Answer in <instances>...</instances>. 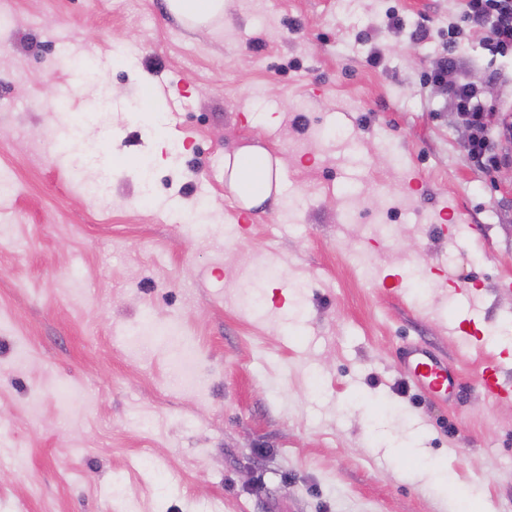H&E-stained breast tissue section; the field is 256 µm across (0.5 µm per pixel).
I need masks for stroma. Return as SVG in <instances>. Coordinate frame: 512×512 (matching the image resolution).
<instances>
[{
  "instance_id": "stroma-1",
  "label": "stroma",
  "mask_w": 512,
  "mask_h": 512,
  "mask_svg": "<svg viewBox=\"0 0 512 512\" xmlns=\"http://www.w3.org/2000/svg\"><path fill=\"white\" fill-rule=\"evenodd\" d=\"M0 9V512H512V397L479 386L491 360L512 386V184L423 82L462 0ZM460 61L512 105V56L465 35ZM249 146L284 181L243 228ZM148 318L200 393L130 343ZM409 342L455 400L407 384ZM169 10L194 25L206 24L224 16V0H168ZM146 327L152 330L154 338L155 336H164L166 342L174 345V374L180 386L190 391L198 390L201 386V378L198 371V354L191 344L178 336L177 325L171 323L161 330L149 325ZM401 367L408 381L423 397L448 401V395L455 389V369L419 345L402 347Z\"/></svg>"
}]
</instances>
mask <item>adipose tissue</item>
I'll use <instances>...</instances> for the list:
<instances>
[{
  "mask_svg": "<svg viewBox=\"0 0 512 512\" xmlns=\"http://www.w3.org/2000/svg\"><path fill=\"white\" fill-rule=\"evenodd\" d=\"M224 169L228 173L229 192L245 205H253L269 196L272 169L265 150H240L233 158L225 160Z\"/></svg>",
  "mask_w": 512,
  "mask_h": 512,
  "instance_id": "1",
  "label": "adipose tissue"
}]
</instances>
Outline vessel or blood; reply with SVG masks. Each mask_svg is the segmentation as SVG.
<instances>
[{"mask_svg": "<svg viewBox=\"0 0 512 512\" xmlns=\"http://www.w3.org/2000/svg\"><path fill=\"white\" fill-rule=\"evenodd\" d=\"M401 367L408 381L423 397L444 401L455 389V369L421 346H403Z\"/></svg>", "mask_w": 512, "mask_h": 512, "instance_id": "obj_1", "label": "vessel or blood"}]
</instances>
